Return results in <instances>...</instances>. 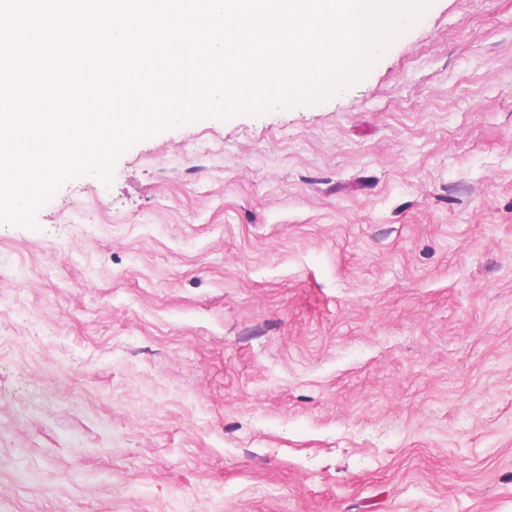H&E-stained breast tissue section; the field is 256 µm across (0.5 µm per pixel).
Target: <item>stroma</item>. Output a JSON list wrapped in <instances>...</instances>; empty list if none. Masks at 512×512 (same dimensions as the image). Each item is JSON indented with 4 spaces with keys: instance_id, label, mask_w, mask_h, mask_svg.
<instances>
[{
    "instance_id": "1",
    "label": "stroma",
    "mask_w": 512,
    "mask_h": 512,
    "mask_svg": "<svg viewBox=\"0 0 512 512\" xmlns=\"http://www.w3.org/2000/svg\"><path fill=\"white\" fill-rule=\"evenodd\" d=\"M0 225V512H512V0Z\"/></svg>"
}]
</instances>
